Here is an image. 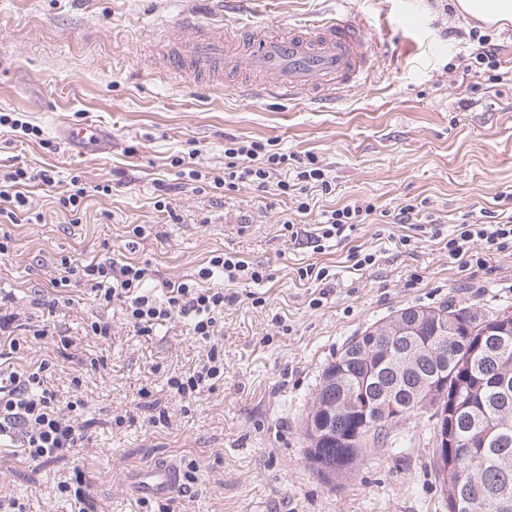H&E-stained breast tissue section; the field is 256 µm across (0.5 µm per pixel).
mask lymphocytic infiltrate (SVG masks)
I'll return each mask as SVG.
<instances>
[{
    "label": "lymphocytic infiltrate",
    "instance_id": "lymphocytic-infiltrate-1",
    "mask_svg": "<svg viewBox=\"0 0 512 512\" xmlns=\"http://www.w3.org/2000/svg\"><path fill=\"white\" fill-rule=\"evenodd\" d=\"M188 177L216 195L242 183L263 187L272 182L281 195L296 199V210L301 214L310 209L309 202L302 199L309 185L320 187L326 195L333 192L331 182L315 158L303 160L294 154L270 149L261 141L227 140L223 176L212 177L192 168ZM55 184V172L51 169L19 167L7 173L0 180V224H19L27 220L30 188ZM381 218L375 205L356 200L324 211L313 231H305L290 220L284 221L283 226L291 240L303 236L318 243L344 238L354 225L373 224ZM511 244L512 216H508L493 224L462 222L456 225L445 247L449 262L463 268L473 257L505 249ZM217 273L230 283L243 274L255 282L263 279L261 272L238 254L219 253L210 257L196 277L162 281L160 288L165 299L160 302L144 288L154 276L149 266L128 261L121 264L109 260L81 262L63 255L56 261L50 286L57 291L74 284L85 285L102 308L117 299L127 301V319L140 333L151 332L156 325L175 317L185 319L196 341L209 346L204 362L193 372L168 380L175 395L186 399L200 394L224 375V358L212 343L218 334L217 317L227 300L223 288L210 283ZM51 371V363L44 360L0 378V438L16 441L33 460L68 453L80 447L84 439L79 419L86 402L82 399L60 401L56 391L47 384Z\"/></svg>",
    "mask_w": 512,
    "mask_h": 512
}]
</instances>
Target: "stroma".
Masks as SVG:
<instances>
[{
  "label": "stroma",
  "instance_id": "35a3bbf8",
  "mask_svg": "<svg viewBox=\"0 0 512 512\" xmlns=\"http://www.w3.org/2000/svg\"><path fill=\"white\" fill-rule=\"evenodd\" d=\"M339 10L366 23L378 63L332 110L196 85L150 59L153 43L186 16L231 34L247 22L285 31ZM474 26L441 0H0V113L21 114L42 132L1 128L0 174L49 168L62 182L78 174L91 186L112 185L86 198L78 224L54 203L55 188L35 186L37 220L9 227L0 306L26 327L67 324L72 343L0 347V372L49 360L55 389L81 393L87 410L85 440L71 455L32 461L0 443V492L29 512H71L55 486L78 470L94 512H146L125 477L170 456L197 465L195 483L175 494L180 512H447L428 418L395 427L389 445L367 446L360 465L330 483L306 457L301 423L323 369L373 323L409 306L512 313V247L462 270L442 243L462 221L512 214V25L490 32L509 73L500 81L467 68ZM87 124L99 129L96 142L62 139V128ZM229 138L316 157L335 193L301 215L272 182L221 197L193 191L172 157L192 155L196 168L220 176ZM163 186L169 215L153 207ZM352 200L389 212L412 204L418 221L359 224L319 250L285 235V220L311 228L322 211ZM138 225L148 235L135 236ZM224 251L262 268L264 279L225 286L232 300L214 339L224 378L190 401L167 383L207 353L183 319L143 335L127 322L124 302L99 309L81 286L46 307L62 255L147 262L164 279L197 274ZM355 251L375 254V264L355 270ZM310 264L326 268L327 279L300 278ZM100 312L112 323L105 341L82 333ZM143 387L149 397H140Z\"/></svg>",
  "mask_w": 512,
  "mask_h": 512
}]
</instances>
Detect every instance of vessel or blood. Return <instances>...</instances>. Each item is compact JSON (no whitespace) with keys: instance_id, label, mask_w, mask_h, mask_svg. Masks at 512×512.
Returning a JSON list of instances; mask_svg holds the SVG:
<instances>
[{"instance_id":"vessel-or-blood-1","label":"vessel or blood","mask_w":512,"mask_h":512,"mask_svg":"<svg viewBox=\"0 0 512 512\" xmlns=\"http://www.w3.org/2000/svg\"><path fill=\"white\" fill-rule=\"evenodd\" d=\"M373 50L365 25L339 12L283 34L246 26L233 38L189 18L167 29L157 58L169 74L200 83L256 74L262 78L258 93L288 99L305 94L332 104L360 85L373 64ZM128 482L140 496L173 493L181 486V470L176 462L158 461L132 470Z\"/></svg>"}]
</instances>
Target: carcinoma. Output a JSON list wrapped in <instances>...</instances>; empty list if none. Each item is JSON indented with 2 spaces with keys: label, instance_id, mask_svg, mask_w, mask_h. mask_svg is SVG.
Returning a JSON list of instances; mask_svg holds the SVG:
<instances>
[{
  "label": "carcinoma",
  "instance_id": "cac0c4a2",
  "mask_svg": "<svg viewBox=\"0 0 512 512\" xmlns=\"http://www.w3.org/2000/svg\"><path fill=\"white\" fill-rule=\"evenodd\" d=\"M392 338L363 357L360 350L369 345L368 331L354 337L344 351L324 369L323 376L336 378L332 386H320L308 416L316 420L326 416L327 431L310 442L308 458L319 463L317 472L326 480L357 465L367 443L382 445L394 425L380 421L382 413H369L363 421L359 413L341 408L342 392H360L365 383L392 384L405 399L406 421L428 410L435 424L447 420L444 410L428 398L430 389L419 386L420 378L436 375L448 394V410L455 409L460 386H465L466 414L461 436L465 444L432 454L435 480L447 487L442 498L452 509V492L457 485L472 489L470 512H512V496L505 498L502 489L512 488V337L492 343L489 354L480 360L470 358L474 339L462 326L448 327V322L430 316L414 325L400 316L379 323ZM399 336H410L416 344H429L439 351L438 363L413 367L404 354ZM364 433L357 445L348 437Z\"/></svg>",
  "mask_w": 512,
  "mask_h": 512
}]
</instances>
